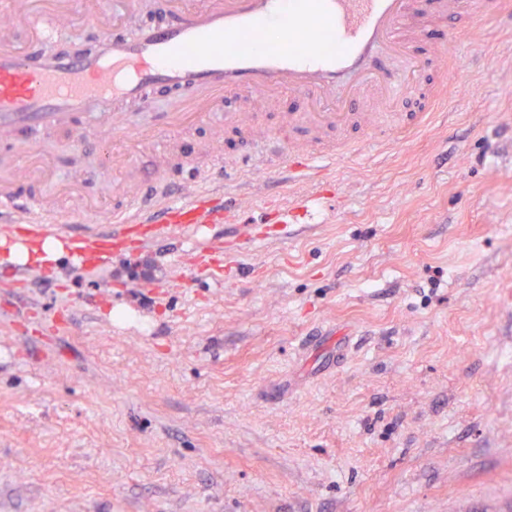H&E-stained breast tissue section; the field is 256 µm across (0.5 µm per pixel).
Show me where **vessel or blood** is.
Listing matches in <instances>:
<instances>
[{
    "label": "vessel or blood",
    "instance_id": "b4317fda",
    "mask_svg": "<svg viewBox=\"0 0 512 512\" xmlns=\"http://www.w3.org/2000/svg\"><path fill=\"white\" fill-rule=\"evenodd\" d=\"M71 0H11L0 14V135L19 130L70 129L82 133L111 127L120 145L108 153L116 167L130 165L143 148L175 161V141L183 128L212 117L230 96L277 101L288 90L306 98L294 125L344 127L365 122L407 133L421 126L426 113L397 111V104L420 94L431 62H442L447 45L433 60L421 58L415 42L426 22L416 0H167L165 19L127 28L139 0H84L95 17L96 48L67 55L46 52V45L67 33ZM503 0H436V17L450 33L471 31L484 19L503 15ZM279 26L278 45L266 44L270 26ZM23 43H16V36ZM160 86L188 90L165 114L164 127L126 130L117 105L141 101ZM357 141L336 150L303 143L288 147L277 132L256 128L250 150L225 162L215 153L194 170L179 193L152 181L132 189L116 226L101 225L87 234L92 244L123 240L131 225L144 224L160 239L187 224L207 236L214 213L211 195L227 198L232 209L247 196L233 192L242 174L262 173L276 182L291 176L306 184L322 167L357 155ZM25 161H0V231L12 225H38L46 211L34 186L59 177L58 166L39 162L37 144L23 143Z\"/></svg>",
    "mask_w": 512,
    "mask_h": 512
}]
</instances>
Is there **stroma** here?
I'll list each match as a JSON object with an SVG mask.
<instances>
[{
	"mask_svg": "<svg viewBox=\"0 0 512 512\" xmlns=\"http://www.w3.org/2000/svg\"><path fill=\"white\" fill-rule=\"evenodd\" d=\"M450 42L465 92L426 126L318 175L315 222L275 241L287 186L247 175L240 234L213 225L151 240L135 227L106 263L68 255L15 271L0 244V512H512V29ZM240 129L209 122L176 143L196 167L215 142L249 150L300 95L236 100ZM104 128L79 142L35 130L113 183Z\"/></svg>",
	"mask_w": 512,
	"mask_h": 512,
	"instance_id": "stroma-1",
	"label": "stroma"
}]
</instances>
